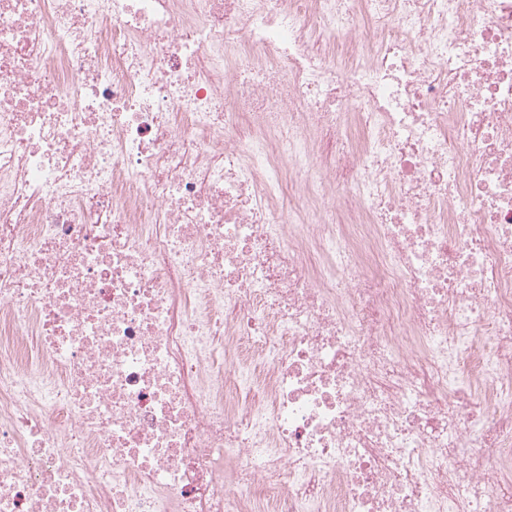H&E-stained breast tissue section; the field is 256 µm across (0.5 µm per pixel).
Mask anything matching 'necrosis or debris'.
<instances>
[{"label": "necrosis or debris", "instance_id": "obj_1", "mask_svg": "<svg viewBox=\"0 0 512 512\" xmlns=\"http://www.w3.org/2000/svg\"><path fill=\"white\" fill-rule=\"evenodd\" d=\"M0 512H512V0H0Z\"/></svg>", "mask_w": 512, "mask_h": 512}]
</instances>
